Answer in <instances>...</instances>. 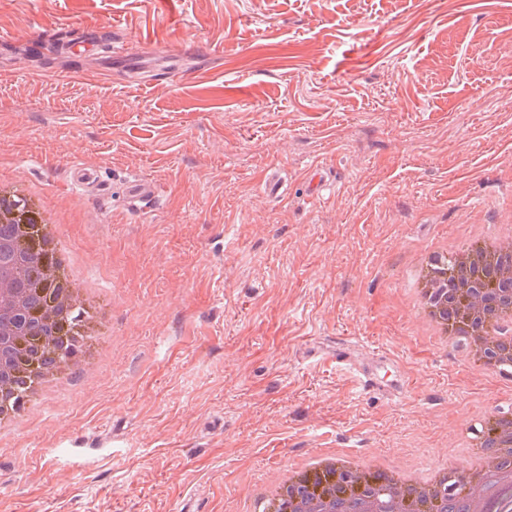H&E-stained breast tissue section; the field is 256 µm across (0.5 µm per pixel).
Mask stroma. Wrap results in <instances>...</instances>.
I'll use <instances>...</instances> for the list:
<instances>
[{"label":"stroma","mask_w":512,"mask_h":512,"mask_svg":"<svg viewBox=\"0 0 512 512\" xmlns=\"http://www.w3.org/2000/svg\"><path fill=\"white\" fill-rule=\"evenodd\" d=\"M511 86L512 0H0V172L101 317L94 372L0 438V512H267L320 451L461 468L512 389L428 341L411 267L512 225ZM71 179L74 184L90 193H99L103 189L97 172L86 169L78 164L71 168ZM159 193L160 189L156 183L141 178H131L124 186L126 202L133 206L151 201Z\"/></svg>","instance_id":"35a3bbf8"}]
</instances>
